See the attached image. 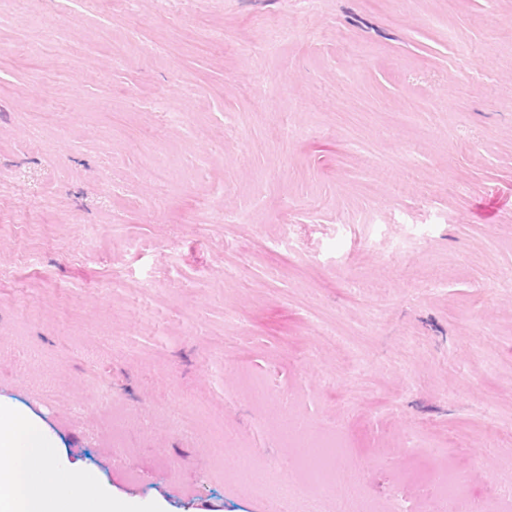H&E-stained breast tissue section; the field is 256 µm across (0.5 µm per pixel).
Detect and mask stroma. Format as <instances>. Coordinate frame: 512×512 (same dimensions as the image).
I'll list each match as a JSON object with an SVG mask.
<instances>
[{
  "mask_svg": "<svg viewBox=\"0 0 512 512\" xmlns=\"http://www.w3.org/2000/svg\"><path fill=\"white\" fill-rule=\"evenodd\" d=\"M0 406L132 512H512V0H0ZM463 481L458 472L445 474L437 482V495L439 500L449 504L450 511L471 512L467 499L462 491Z\"/></svg>",
  "mask_w": 512,
  "mask_h": 512,
  "instance_id": "obj_1",
  "label": "stroma"
}]
</instances>
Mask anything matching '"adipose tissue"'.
Returning a JSON list of instances; mask_svg holds the SVG:
<instances>
[{"label": "adipose tissue", "instance_id": "obj_1", "mask_svg": "<svg viewBox=\"0 0 512 512\" xmlns=\"http://www.w3.org/2000/svg\"><path fill=\"white\" fill-rule=\"evenodd\" d=\"M51 445L27 414L0 408V512H129L127 502L101 492L91 477L76 481L53 468ZM64 485L68 495L47 492Z\"/></svg>", "mask_w": 512, "mask_h": 512}]
</instances>
